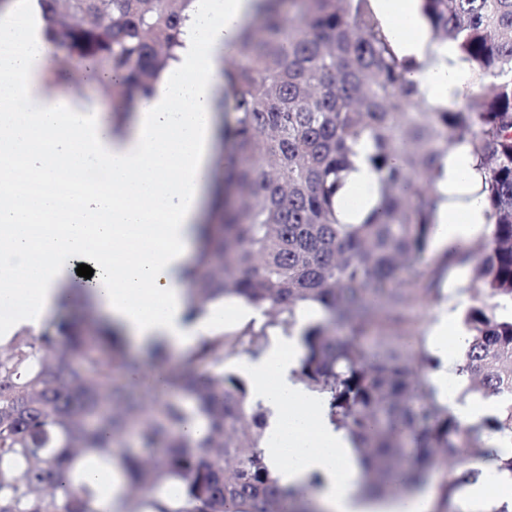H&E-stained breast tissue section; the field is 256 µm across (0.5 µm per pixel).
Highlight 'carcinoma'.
I'll list each match as a JSON object with an SVG mask.
<instances>
[{
  "instance_id": "carcinoma-1",
  "label": "carcinoma",
  "mask_w": 512,
  "mask_h": 512,
  "mask_svg": "<svg viewBox=\"0 0 512 512\" xmlns=\"http://www.w3.org/2000/svg\"><path fill=\"white\" fill-rule=\"evenodd\" d=\"M191 0H41L46 37L89 68L110 73L122 118L151 93L175 57ZM434 39L455 45L471 80L452 105L431 104L409 74L431 64L400 58L371 0H259L224 70L219 108L234 113L221 137L229 156L215 182L217 224L199 226L203 273L190 312L226 298L269 321L201 339L167 372L172 398L146 417L156 393L114 383L139 369L118 329L88 335L81 322L50 320L33 338L0 347V512H96L92 492L62 473L93 458L117 466L134 496L126 512H324L317 477L283 486L262 450L261 407L224 372V355L264 350L269 330L295 324L298 306L324 319L300 334L297 375L324 396L361 464L366 496L410 495L439 463L489 454L512 479V0H420ZM371 142L375 203L356 224L339 218L357 145ZM466 143L482 175L488 234L423 256L448 202L445 160ZM478 253L463 315L457 372L501 400L462 422L424 380L433 358L411 326L414 309L447 299L450 269ZM347 329L348 334L338 335ZM192 419L205 424L189 436ZM480 470L451 471L431 512H460L458 492ZM163 486L179 493L166 498Z\"/></svg>"
}]
</instances>
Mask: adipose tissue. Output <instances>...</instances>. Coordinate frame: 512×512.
I'll list each match as a JSON object with an SVG mask.
<instances>
[{
  "mask_svg": "<svg viewBox=\"0 0 512 512\" xmlns=\"http://www.w3.org/2000/svg\"><path fill=\"white\" fill-rule=\"evenodd\" d=\"M372 3L399 56L436 58V65L413 75L428 101L451 100L462 74L454 44L434 40L418 0ZM257 8L256 0H193L176 59L130 121L112 126L98 120L96 106L77 98L62 103L51 91L50 46L35 21L38 0H13L0 12V308L11 312L0 320V345L40 329L61 302L60 283L78 257L92 262L91 298L121 328L129 351L161 344L177 352L211 334L212 320H189L186 263L220 161L215 74ZM357 150L362 160L341 204L348 224L375 183L363 160L370 144ZM18 158L36 172L37 193H20ZM93 162L107 166V186L62 200L60 184ZM446 168L448 204L437 222L441 246L451 248L488 218L468 144L449 152ZM62 210L71 216L63 229L33 231L35 220ZM431 334L432 377L440 397L451 399L448 372L465 349L464 337L449 312ZM299 353L291 337L242 363L253 402L269 411L263 451L280 483L296 485L319 474L316 496L326 512H429L428 494L370 499L359 493L361 471L351 443L328 421L322 398L292 375ZM73 479L92 490L98 512H119L126 485L111 463L86 462ZM510 500L512 482L489 471L462 491L463 512H494Z\"/></svg>",
  "mask_w": 512,
  "mask_h": 512,
  "instance_id": "adipose-tissue-1",
  "label": "adipose tissue"
}]
</instances>
